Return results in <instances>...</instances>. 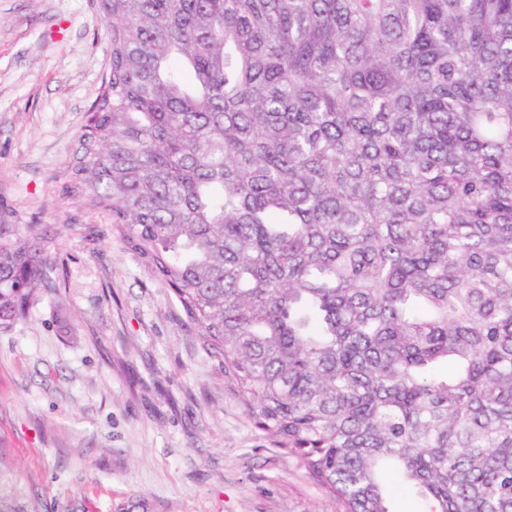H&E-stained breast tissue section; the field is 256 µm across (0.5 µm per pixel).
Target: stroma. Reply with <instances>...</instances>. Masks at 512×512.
Returning a JSON list of instances; mask_svg holds the SVG:
<instances>
[{
  "label": "stroma",
  "mask_w": 512,
  "mask_h": 512,
  "mask_svg": "<svg viewBox=\"0 0 512 512\" xmlns=\"http://www.w3.org/2000/svg\"><path fill=\"white\" fill-rule=\"evenodd\" d=\"M111 48L99 0H0V233L35 227L53 266L0 320V512H330L170 288L64 194Z\"/></svg>",
  "instance_id": "1"
}]
</instances>
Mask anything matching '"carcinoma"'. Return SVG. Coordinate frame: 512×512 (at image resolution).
<instances>
[{
    "label": "carcinoma",
    "mask_w": 512,
    "mask_h": 512,
    "mask_svg": "<svg viewBox=\"0 0 512 512\" xmlns=\"http://www.w3.org/2000/svg\"><path fill=\"white\" fill-rule=\"evenodd\" d=\"M65 193L333 512H512V0H100ZM0 238V319L48 279Z\"/></svg>",
    "instance_id": "carcinoma-1"
}]
</instances>
